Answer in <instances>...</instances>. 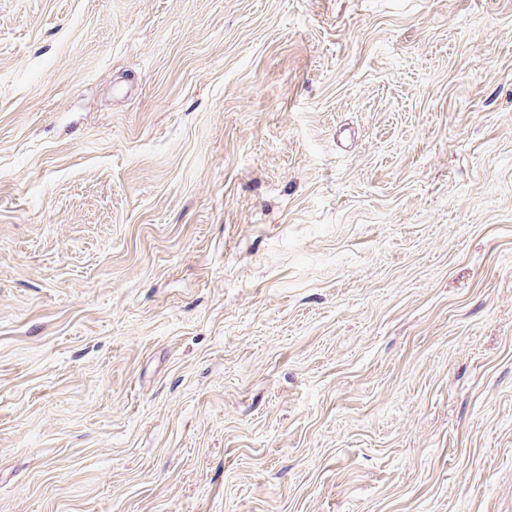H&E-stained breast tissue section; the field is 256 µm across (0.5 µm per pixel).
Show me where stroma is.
<instances>
[{
    "label": "stroma",
    "mask_w": 512,
    "mask_h": 512,
    "mask_svg": "<svg viewBox=\"0 0 512 512\" xmlns=\"http://www.w3.org/2000/svg\"><path fill=\"white\" fill-rule=\"evenodd\" d=\"M0 512H512V0H0Z\"/></svg>",
    "instance_id": "stroma-1"
}]
</instances>
